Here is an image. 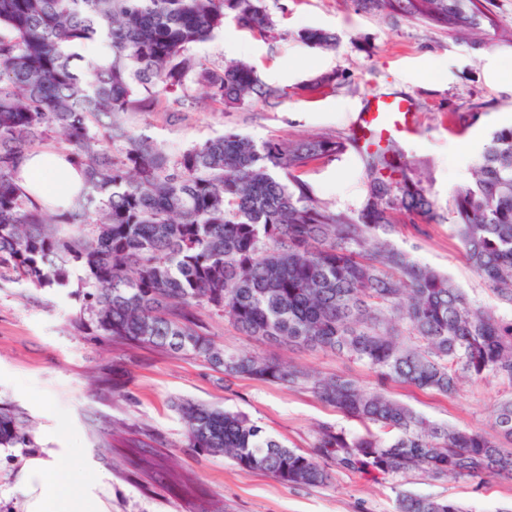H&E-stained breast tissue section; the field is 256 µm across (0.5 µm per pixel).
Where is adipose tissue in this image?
<instances>
[{
	"mask_svg": "<svg viewBox=\"0 0 512 512\" xmlns=\"http://www.w3.org/2000/svg\"><path fill=\"white\" fill-rule=\"evenodd\" d=\"M18 177L42 203L65 206L79 189L82 176L63 154L28 155ZM67 448H45L25 460L19 476L22 512H112L106 477L96 468L65 471Z\"/></svg>",
	"mask_w": 512,
	"mask_h": 512,
	"instance_id": "ef3b65f1",
	"label": "adipose tissue"
}]
</instances>
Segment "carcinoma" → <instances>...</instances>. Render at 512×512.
<instances>
[{
  "label": "carcinoma",
  "mask_w": 512,
  "mask_h": 512,
  "mask_svg": "<svg viewBox=\"0 0 512 512\" xmlns=\"http://www.w3.org/2000/svg\"><path fill=\"white\" fill-rule=\"evenodd\" d=\"M400 10L465 37L495 26L482 0H357ZM231 18L276 37L264 0H0V278L30 288H68L100 336L201 359L224 381L251 378L312 390L359 421L361 434L315 429L312 448H290L246 415L182 400L188 446L224 456L287 486H324L332 469L376 482L421 471L481 480L512 477V398L494 433L430 422L391 398L397 381L452 394L492 376L512 391V316L472 301L447 274L415 261L391 239L395 215L429 219L435 201L388 144L367 151L361 208L335 213L297 172L332 157L326 136L256 142L226 132L171 155L121 121L166 111L288 97L251 66L193 56ZM104 38L107 55L77 47ZM304 42L336 46L307 28ZM204 89L190 94L189 83ZM52 146L83 171L67 207L36 203L17 182L26 155ZM450 220L485 287L512 307V127L492 133L470 179L452 197ZM208 308L244 336L319 349L364 362L380 386L322 378L285 362L224 351L196 322ZM377 427L394 434L387 440ZM23 441L0 408V447ZM397 512H464L456 502L401 492Z\"/></svg>",
  "instance_id": "obj_1"
}]
</instances>
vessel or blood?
<instances>
[{
  "mask_svg": "<svg viewBox=\"0 0 512 512\" xmlns=\"http://www.w3.org/2000/svg\"><path fill=\"white\" fill-rule=\"evenodd\" d=\"M414 103L398 95L374 96L357 116L354 133L359 141H388L410 133Z\"/></svg>",
  "mask_w": 512,
  "mask_h": 512,
  "instance_id": "b4317fda",
  "label": "vessel or blood"
}]
</instances>
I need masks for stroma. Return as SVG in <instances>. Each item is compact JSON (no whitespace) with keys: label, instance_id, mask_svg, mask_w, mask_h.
Segmentation results:
<instances>
[{"label":"stroma","instance_id":"1","mask_svg":"<svg viewBox=\"0 0 512 512\" xmlns=\"http://www.w3.org/2000/svg\"><path fill=\"white\" fill-rule=\"evenodd\" d=\"M266 7L276 38L255 37L229 20L193 52L215 64L248 62L263 84L286 89L283 103L185 112L173 122L163 112H131L126 122L173 155L227 130L257 141L311 135L342 141L343 151L299 174L315 198L340 213L358 209L365 194L366 149L353 131L358 112L373 94L408 96L415 107L412 132L395 144L409 170L425 176L439 217L401 219L393 241L419 263L447 273L477 304L512 313L471 270L447 217L454 188L469 179L492 133L512 126V40L505 37L512 30V0H489L496 29L479 43L404 12L362 10L355 0H266ZM305 28L336 33V49L312 48L299 37ZM327 74L335 82L310 91ZM78 293L0 280V407L18 417L26 434L23 444L0 448V512H21L19 470L44 448L78 449L66 462L69 470L86 462L102 470L112 512H396L401 491L449 499L465 512H512V480L416 472L375 483L337 471L327 485L290 487L223 457L197 455L187 446L177 400L244 412L266 434L303 450L311 448L318 424L350 433L362 426L310 390L247 378L226 384L202 360L99 336L81 320ZM197 318L225 350L279 358L368 389L377 385L360 361L256 340L207 309ZM387 391L430 421L479 431L490 430L508 395L491 376L463 381L448 396L402 383ZM142 442L164 456L157 477L137 473L125 458Z\"/></svg>","mask_w":512,"mask_h":512}]
</instances>
